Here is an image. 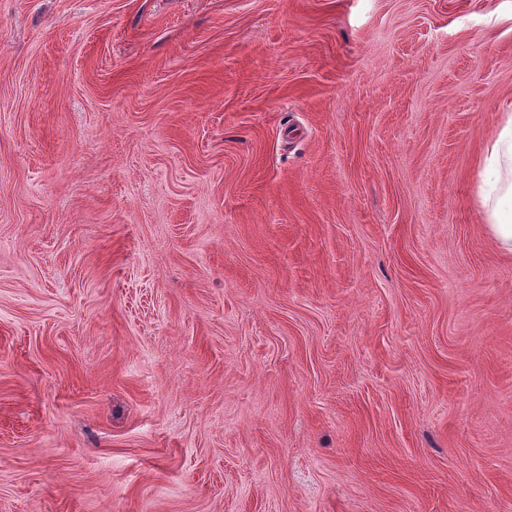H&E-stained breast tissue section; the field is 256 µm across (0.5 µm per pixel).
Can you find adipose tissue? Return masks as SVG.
Listing matches in <instances>:
<instances>
[{"label": "adipose tissue", "mask_w": 512, "mask_h": 512, "mask_svg": "<svg viewBox=\"0 0 512 512\" xmlns=\"http://www.w3.org/2000/svg\"><path fill=\"white\" fill-rule=\"evenodd\" d=\"M479 190L489 230L500 250L512 253V214L502 210L503 201H512V114L487 150Z\"/></svg>", "instance_id": "adipose-tissue-1"}]
</instances>
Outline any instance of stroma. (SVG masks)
I'll list each match as a JSON object with an SVG mask.
<instances>
[{
    "instance_id": "1",
    "label": "stroma",
    "mask_w": 512,
    "mask_h": 512,
    "mask_svg": "<svg viewBox=\"0 0 512 512\" xmlns=\"http://www.w3.org/2000/svg\"><path fill=\"white\" fill-rule=\"evenodd\" d=\"M512 0H0V512H512ZM480 200L486 225L501 251L512 253V207L502 210L505 200L512 202V114L503 121L487 150L481 172Z\"/></svg>"
}]
</instances>
